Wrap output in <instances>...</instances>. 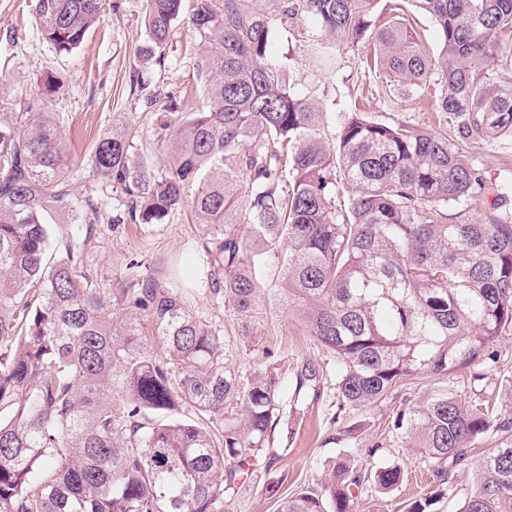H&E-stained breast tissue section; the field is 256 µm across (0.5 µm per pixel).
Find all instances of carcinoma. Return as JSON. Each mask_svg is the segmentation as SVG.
I'll list each match as a JSON object with an SVG mask.
<instances>
[{"instance_id": "obj_1", "label": "carcinoma", "mask_w": 512, "mask_h": 512, "mask_svg": "<svg viewBox=\"0 0 512 512\" xmlns=\"http://www.w3.org/2000/svg\"><path fill=\"white\" fill-rule=\"evenodd\" d=\"M407 1L436 26L438 50L408 22ZM32 2L45 39L66 53L105 11V0ZM184 2L145 0L142 61L165 66ZM193 2L206 103L162 105L160 141L171 136L173 148L160 175L117 131L99 138L93 173L123 192L114 228L164 223L185 207L186 185L199 184L202 266L161 279L132 259L120 287H99L84 250L100 215L71 189L77 172L48 106L55 77L23 125H0V512H224L256 467L279 459L276 428L301 414L324 376L306 359L281 379L253 333L267 304L300 312L335 359L339 413L406 380L485 364L512 325V216H472L483 178L459 147L355 113L333 145L318 107L269 60L276 21L292 36L316 23L308 47L322 65L370 39L389 91L416 100L433 86L435 111L463 138H512V80L493 72L512 57V0H281L272 18L248 0ZM53 210L75 233L52 235ZM277 247L280 271L268 278L255 258ZM201 290L232 308L241 352L264 370L234 364L221 325L188 308ZM143 319L166 358L142 344ZM185 406L197 419L177 417ZM391 429L439 488L474 465L458 512L512 503L511 416L439 389ZM486 434L496 444L474 462L472 443ZM403 477L398 463L361 471L347 449L324 492L302 491L278 512H356L354 489L388 494Z\"/></svg>"}]
</instances>
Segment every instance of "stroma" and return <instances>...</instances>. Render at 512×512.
Returning <instances> with one entry per match:
<instances>
[{"label":"stroma","mask_w":512,"mask_h":512,"mask_svg":"<svg viewBox=\"0 0 512 512\" xmlns=\"http://www.w3.org/2000/svg\"><path fill=\"white\" fill-rule=\"evenodd\" d=\"M144 4L145 0H106L103 22L91 29L78 49L59 53L38 32L31 0H0V113L19 121L46 75L61 80L52 110L63 120L68 162L82 171L73 191L80 198L94 196L103 205L104 222L97 225L84 253L87 268L103 288L116 283L133 259L148 263L163 256L172 267H182L193 259L191 247L199 236L187 209L162 224L128 223L111 229L112 186L92 171L99 137L115 128L132 137L136 153L160 160L163 149L156 138L155 115L146 107L147 98L168 93L188 112L204 104V85L191 65L198 55V40L186 22L173 28L166 68L140 62L137 49L144 40ZM373 53L374 45L368 41L353 50H340L335 71L328 73L310 66L302 36L292 37L282 28H274L270 47L272 61L291 62L297 90L319 103L329 138H336L349 112L375 122L435 125L438 134L464 149L484 179L476 212L497 202L512 211V139H461L456 121L439 118L432 112L430 100L412 103L387 94L384 75L363 63ZM256 328L276 352L282 377H289L292 367L305 359L322 364L326 374L319 399L307 400L303 415L293 420L289 429L277 430L275 438L283 448L275 466L253 473L239 489L232 512H278L282 499L320 487L328 467L345 448L358 449L359 467L398 460L405 470L403 483L391 493H378L369 484L359 488L358 512H407L409 504L428 491L430 477L419 457L392 434L391 424L397 413L427 400L433 381L408 380L371 407L351 406L340 413L336 410L335 360L318 345L301 316L268 306L261 310ZM493 350L494 367L480 375L471 369L460 370L449 385L466 403L475 405L490 398L499 410L506 411L512 409V327L503 332ZM375 444L379 452L367 456L366 448Z\"/></svg>","instance_id":"35a3bbf8"}]
</instances>
